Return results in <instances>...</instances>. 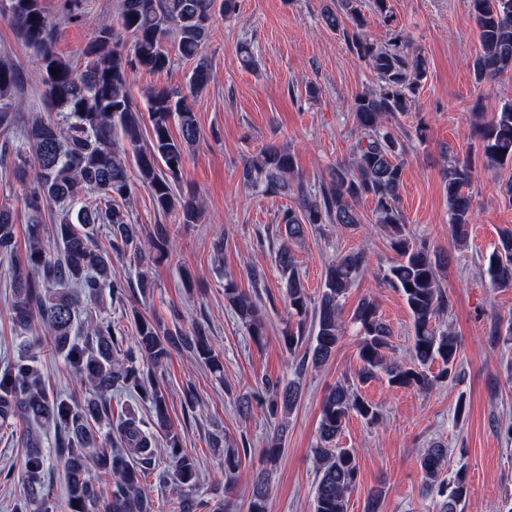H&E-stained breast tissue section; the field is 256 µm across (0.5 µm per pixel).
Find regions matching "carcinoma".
<instances>
[{"mask_svg": "<svg viewBox=\"0 0 512 512\" xmlns=\"http://www.w3.org/2000/svg\"><path fill=\"white\" fill-rule=\"evenodd\" d=\"M8 2V19L33 53L42 72L44 99L57 119L25 116L21 74L12 62L0 59V133L4 135L0 167L12 164V177L24 186V205L32 216L23 263L12 271L10 319L23 332L35 322L42 331L0 371V425L16 418L27 422L24 505L37 507L42 500L41 448L44 434L53 430L74 512H156L144 467L157 456L164 453L173 463L179 485L192 489L199 482L198 460L180 447L172 432L166 393L157 372L178 351L192 353L216 375L224 373L223 363L200 325L189 334L172 332L136 312L130 342L103 320L88 323L80 335L74 330L81 297L92 299L106 289L120 298L125 292L123 283L112 280L111 256L132 247L140 249L138 227L131 223L127 205L131 171L149 189L158 210L180 213L185 224L198 219L199 202L178 191L186 155L199 137L187 97L201 92L210 80L202 49L214 12L231 15L237 0H120L121 29L103 26L97 30L84 52L87 64L81 71L56 51L53 26L41 0ZM471 4L482 46V53L472 62L473 73L480 82L492 80L512 70V0H471ZM83 16V0H64L63 19L80 21ZM321 18L333 30L345 33L352 27V46L378 79L377 87L363 90L350 104L357 127L352 161L337 165L330 181L312 194L303 184L292 183L293 156L268 145L244 162L240 179L253 190L274 195L295 191L302 199L299 209L281 212L284 236L275 256L288 295L285 345L291 353L306 346L298 370L326 365L344 338L346 323L353 324L359 336L356 380L336 381L324 398L313 449L318 469L313 512H347L359 464L356 449L337 447L343 424L352 414L369 425L381 418L379 407L363 398L358 386L380 375L393 388L423 392L452 382L458 377L461 343L451 330L436 325L449 307L438 280L440 257L405 224L398 207L405 146L385 126L406 111L407 101L426 77L425 61L410 53L399 33L382 45L364 38L358 0H336L334 7L322 10ZM121 32L131 37L128 49L120 41ZM171 41L181 58L195 63L188 95L178 88L156 87L138 104L129 92L131 75L140 69L169 70L172 56L167 44ZM52 68L57 75H52ZM18 132L21 147L13 146ZM477 132L487 168L512 163V105L479 124ZM472 173L469 158H455L443 171L450 230L459 247L466 245L471 223ZM369 195L389 248L397 256L383 269L382 280L404 297L413 318L410 344L401 355L394 352L393 331L373 298L361 299L350 318H344L346 295L369 266L365 251L337 255L315 299L300 278L294 254L308 228L360 224L356 204ZM51 202L67 206L55 229L59 252L54 255L44 245L39 220ZM97 224L110 227L106 246L94 235ZM167 242L165 227L157 225L149 241L156 257L164 256ZM14 247L15 224L9 209L0 205V255L13 257ZM485 276L492 288L512 289V231L501 234ZM224 301L249 336L261 342L266 324L256 296L227 279ZM43 340L64 358L74 382L88 387L89 396L63 399L50 392L31 353ZM487 340L493 346L512 341V317L492 319ZM435 363L439 370L433 372ZM120 390L133 394L153 412V424L166 434L165 447H160L155 434L143 428L130 409L112 421V393ZM261 391L266 395L268 417L275 422L264 448L265 462L272 467L283 448L286 416L300 400V385L295 380L284 385L265 381ZM213 447L224 448V484L229 485L252 448L243 434L238 441L217 436ZM447 460L448 449L439 444L424 450L419 458L423 492L439 498V512H461L468 495L465 474L459 470L448 480L442 478ZM98 473L111 478L107 496L98 484ZM268 498V474L260 473L252 484L249 512H267Z\"/></svg>", "mask_w": 512, "mask_h": 512, "instance_id": "carcinoma-1", "label": "carcinoma"}]
</instances>
